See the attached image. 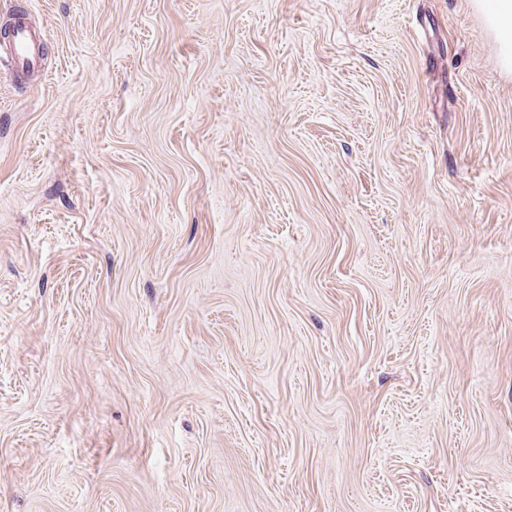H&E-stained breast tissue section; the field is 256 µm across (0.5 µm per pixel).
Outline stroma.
<instances>
[{"mask_svg":"<svg viewBox=\"0 0 512 512\" xmlns=\"http://www.w3.org/2000/svg\"><path fill=\"white\" fill-rule=\"evenodd\" d=\"M477 2L0 0V512H512ZM10 40L0 44V65L16 72H26L41 65L42 34L30 26L24 17Z\"/></svg>","mask_w":512,"mask_h":512,"instance_id":"obj_1","label":"stroma"}]
</instances>
